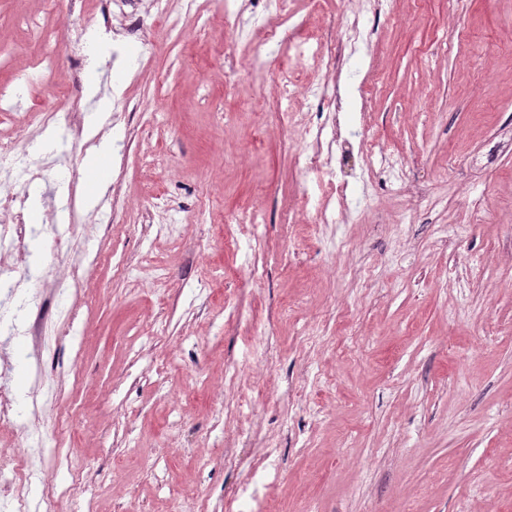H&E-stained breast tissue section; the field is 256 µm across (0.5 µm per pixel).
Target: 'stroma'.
<instances>
[{"label":"stroma","instance_id":"obj_1","mask_svg":"<svg viewBox=\"0 0 512 512\" xmlns=\"http://www.w3.org/2000/svg\"><path fill=\"white\" fill-rule=\"evenodd\" d=\"M105 0L61 14L42 0H0V39L27 81L38 48L27 19L58 42L103 28ZM123 30L130 69L91 45L62 56L57 82L84 112L89 69L120 94L103 131L123 141L90 206L84 159L98 137L61 147L26 127L22 151L46 162L22 191L25 254L38 304L0 297L14 394L0 450L29 432L38 375L55 378L46 457L28 512H512V0H384L356 68L336 79L337 111L304 90L350 19L352 0H288L282 35L258 48L224 28L222 0ZM372 85L360 99L361 82ZM334 126V176L306 170L305 123ZM405 158L406 192L367 170L361 135ZM369 194L367 211L318 224L322 204ZM260 222L242 239L238 211ZM95 257L79 288L55 236ZM168 278L156 288L140 268ZM46 324L42 364L26 321ZM223 399L216 412L213 402Z\"/></svg>","mask_w":512,"mask_h":512}]
</instances>
